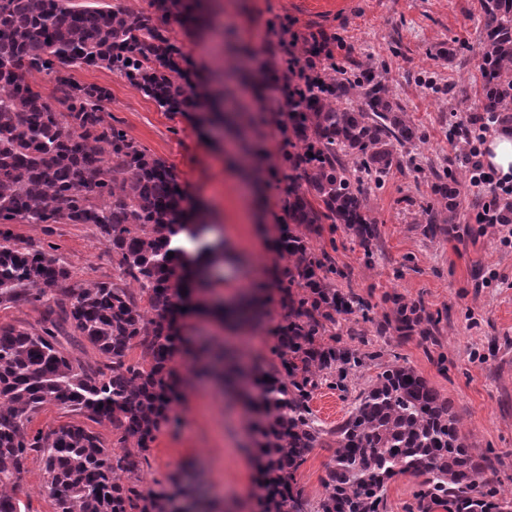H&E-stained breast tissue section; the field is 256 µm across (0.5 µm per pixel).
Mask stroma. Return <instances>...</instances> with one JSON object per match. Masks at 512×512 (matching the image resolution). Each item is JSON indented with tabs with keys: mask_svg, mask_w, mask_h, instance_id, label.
Segmentation results:
<instances>
[{
	"mask_svg": "<svg viewBox=\"0 0 512 512\" xmlns=\"http://www.w3.org/2000/svg\"><path fill=\"white\" fill-rule=\"evenodd\" d=\"M208 3V28L190 35L180 26L172 28L198 76L220 74L236 61L224 46L225 32L257 48L270 20L286 15L298 29L335 32L353 63L385 67L393 90L424 135L422 143L398 148L399 164L370 198V216L379 231L372 258H365L352 233L340 230L333 236L332 257L343 272L337 288L371 307L370 319L356 313L340 321L336 337L367 360L347 391L325 387L316 392L311 402L316 417L324 427L335 426L382 368L411 367L452 401L469 444L484 457L493 487L511 492L512 248L476 224L472 200H460L456 224L433 236L425 232L422 213L436 200L433 170L456 162L448 143L449 123L468 121L477 110L481 73L475 47L482 0H347L339 10L326 0ZM451 46L456 55L449 61L443 52ZM71 77L109 90L106 118L121 121L136 142L173 167L181 189L212 224V237L230 242L242 256L226 268L223 282L199 290L206 310L187 319L186 334L235 348L244 364L265 362L270 331L279 319L277 302H270L261 325L245 330L229 329L207 309L230 293L271 281L281 262L272 243L276 181L262 185L259 199H250L237 167L226 158L223 127L200 131L193 119L163 111L125 79L101 68H77ZM11 230L23 241L55 246L56 256L71 271L64 288L112 277V254L93 229L15 224ZM492 271L505 277L506 285L482 287ZM397 297L421 303L433 323L431 336L379 330L378 321L390 315ZM179 368L188 380L176 408L180 424L158 434L141 461L140 483L150 487L180 470L212 502L213 512H252L256 471L243 407L212 381L198 378L191 364ZM14 492L27 512H52L38 460H29Z\"/></svg>",
	"mask_w": 512,
	"mask_h": 512,
	"instance_id": "stroma-1",
	"label": "stroma"
}]
</instances>
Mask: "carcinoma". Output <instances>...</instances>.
Returning <instances> with one entry per match:
<instances>
[{
  "label": "carcinoma",
  "instance_id": "cac0c4a2",
  "mask_svg": "<svg viewBox=\"0 0 512 512\" xmlns=\"http://www.w3.org/2000/svg\"><path fill=\"white\" fill-rule=\"evenodd\" d=\"M155 16L121 3L0 0V307H43L40 327L0 325V512H22L4 491L43 463L53 512H211L184 478L156 490L136 478L140 457L112 452L83 423L32 430L47 406L108 422L116 445L147 452L158 433L179 425L174 405L184 379L176 357L212 361L224 388L247 408L256 468V512H383L394 476L422 478L416 512H512L484 476L453 404L406 366L392 365L355 397L349 416L324 428L310 407L319 389L348 391L363 359L336 347V324L370 307L334 285L336 265L314 242L342 225L365 251L377 228L369 194L395 161L394 145L422 140L391 91L384 69L357 68L336 57L342 39L324 29L300 31L288 16L269 24L263 46L236 53L256 59L224 71L220 87L190 80L188 55L170 22L202 30L203 0H152ZM478 63L479 109L512 121V0H484ZM103 68L128 81L165 112L199 114L241 137L243 160L264 180L269 131L278 133L280 197L275 247L280 320L268 362L240 368L229 346L189 340L182 319L194 313L199 272L214 266L224 241L180 191L171 166L147 152L117 121H108L107 88L77 84L69 71ZM54 79L50 102L29 82ZM108 146L113 163L99 144ZM441 210L428 224L451 222L462 190L452 168L434 173ZM6 224H83L112 250V281L63 289L70 270L51 245L22 244ZM188 234L191 254L171 248ZM174 256H168L169 252ZM254 309H221L243 327L258 322L263 289L247 294ZM383 330L426 336L422 308L401 297ZM76 336L105 357L81 363L62 348ZM140 350V360L130 358ZM317 448L332 449L324 493L311 502L295 475Z\"/></svg>",
  "mask_w": 512,
  "mask_h": 512
}]
</instances>
